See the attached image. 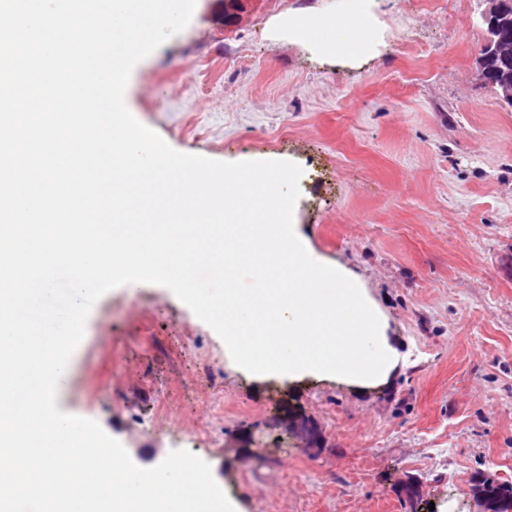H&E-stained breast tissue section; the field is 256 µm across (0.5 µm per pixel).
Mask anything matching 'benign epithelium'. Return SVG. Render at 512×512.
<instances>
[{
  "mask_svg": "<svg viewBox=\"0 0 512 512\" xmlns=\"http://www.w3.org/2000/svg\"><path fill=\"white\" fill-rule=\"evenodd\" d=\"M488 8L482 13L487 37L481 47L478 64L481 80L493 87L501 104L512 108V4L506 0H485ZM284 431L301 430L306 435L307 446L315 440V430L303 418H283ZM499 483L498 478L481 471L471 478L469 491L477 506L476 512H512V493L505 492L491 501L485 488Z\"/></svg>",
  "mask_w": 512,
  "mask_h": 512,
  "instance_id": "benign-epithelium-1",
  "label": "benign epithelium"
}]
</instances>
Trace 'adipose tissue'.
<instances>
[{"label": "adipose tissue", "mask_w": 512, "mask_h": 512, "mask_svg": "<svg viewBox=\"0 0 512 512\" xmlns=\"http://www.w3.org/2000/svg\"><path fill=\"white\" fill-rule=\"evenodd\" d=\"M343 15L331 17L315 12L286 16L282 31L289 41L304 45L319 62H362L373 57L382 42L378 26L380 0H350Z\"/></svg>", "instance_id": "ef3b65f1"}]
</instances>
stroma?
<instances>
[{"label": "stroma", "instance_id": "obj_1", "mask_svg": "<svg viewBox=\"0 0 512 512\" xmlns=\"http://www.w3.org/2000/svg\"><path fill=\"white\" fill-rule=\"evenodd\" d=\"M242 3L228 24L224 0H196L132 70L126 106L177 151L298 164L301 234L360 279L406 363L364 389L259 383L144 283L94 305L57 407L142 468L189 450L240 512H475L476 470L512 482V108L479 76L487 4L388 0L377 55L328 65L276 24L344 0ZM285 408L314 423L316 449L283 436Z\"/></svg>", "mask_w": 512, "mask_h": 512}]
</instances>
